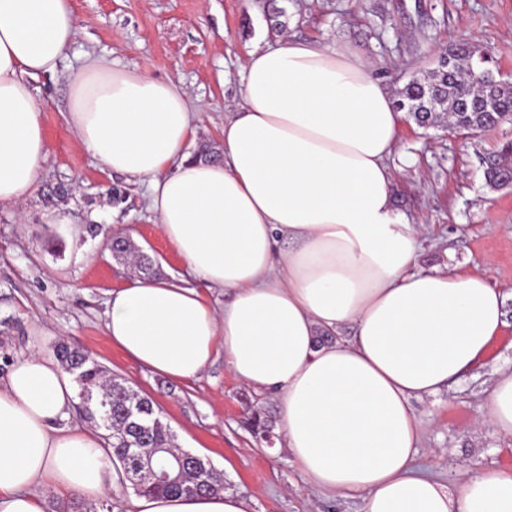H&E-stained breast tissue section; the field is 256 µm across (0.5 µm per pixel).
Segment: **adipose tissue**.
<instances>
[{
  "mask_svg": "<svg viewBox=\"0 0 512 512\" xmlns=\"http://www.w3.org/2000/svg\"><path fill=\"white\" fill-rule=\"evenodd\" d=\"M78 34L71 0H0V203L35 191L48 155L30 79L54 74ZM401 112L350 48L300 39L249 51L220 157L192 158L176 83L86 54L67 120L112 174L146 183L159 230L190 279L111 293L105 332L138 365L192 380L216 347L238 380L273 396L283 446L315 487L363 512H512V472L458 489L412 469L423 426L411 401L458 381L504 325L487 273L417 265L420 225L394 208L387 160ZM353 326L351 339L338 330ZM71 377L36 353L0 383V512H45L44 493L112 488L98 434L72 424ZM487 420L512 436V371ZM130 512H248L240 495H137Z\"/></svg>",
  "mask_w": 512,
  "mask_h": 512,
  "instance_id": "ef3b65f1",
  "label": "adipose tissue"
}]
</instances>
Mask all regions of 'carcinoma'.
Here are the masks:
<instances>
[{"instance_id": "1", "label": "carcinoma", "mask_w": 512, "mask_h": 512, "mask_svg": "<svg viewBox=\"0 0 512 512\" xmlns=\"http://www.w3.org/2000/svg\"><path fill=\"white\" fill-rule=\"evenodd\" d=\"M495 61L470 51L448 54L437 67L404 85L397 108L420 127L433 126L441 116L450 125L473 133L512 121V84H491L484 79ZM487 185L502 187L512 178V143L482 158ZM63 370L79 387L78 411L108 431V455L120 483L138 495H213L224 492V475L193 453L174 449V436L160 420L152 399L117 378L106 379L99 363L79 349L61 343L55 347ZM186 458L180 478L163 482L155 473Z\"/></svg>"}]
</instances>
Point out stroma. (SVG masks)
Wrapping results in <instances>:
<instances>
[{
    "label": "stroma",
    "mask_w": 512,
    "mask_h": 512,
    "mask_svg": "<svg viewBox=\"0 0 512 512\" xmlns=\"http://www.w3.org/2000/svg\"><path fill=\"white\" fill-rule=\"evenodd\" d=\"M288 35L330 39L370 58L391 93L433 68L439 51L459 41L486 52L512 80V0H279ZM76 41L55 75L33 81L43 102L50 147L35 193L0 203V381L22 355L50 357L58 342L77 346L108 375L150 397L180 448L208 458L228 492L248 512H362L358 498L331 496L310 485L285 451L256 438L253 411L279 424L276 400L237 380L216 352L190 381L152 374L128 359L105 334L111 292L136 274L114 258L115 232L150 255L161 277H187L147 208L146 187L112 174L78 144L65 115L66 77L85 53L112 55L120 66L145 68L181 84L194 102L190 152L220 148L224 117L234 109L248 52L275 44L266 0H73ZM512 141V122L484 133L417 127L404 120L387 163L395 174L396 209L423 225L418 266L488 271L505 296V324L480 363L437 395L412 399L426 432L416 468L449 489L470 471H512V436L478 421L498 370L512 368V188L491 190L481 158ZM65 199L47 206L57 185ZM124 192L114 202L111 188ZM62 211L67 223L50 220ZM100 225L97 236L85 225Z\"/></svg>",
    "instance_id": "obj_1"
}]
</instances>
